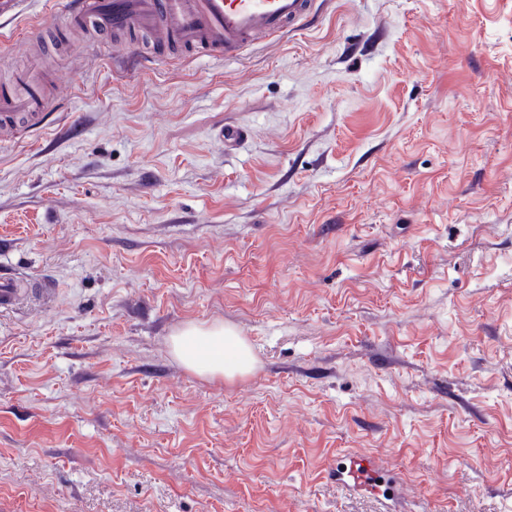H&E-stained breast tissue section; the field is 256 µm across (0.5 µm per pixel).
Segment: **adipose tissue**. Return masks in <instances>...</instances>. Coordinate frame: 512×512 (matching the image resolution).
<instances>
[{"label":"adipose tissue","instance_id":"1","mask_svg":"<svg viewBox=\"0 0 512 512\" xmlns=\"http://www.w3.org/2000/svg\"><path fill=\"white\" fill-rule=\"evenodd\" d=\"M171 349L185 368L211 378L246 375L255 363L251 345L221 322L186 324L172 336Z\"/></svg>","mask_w":512,"mask_h":512}]
</instances>
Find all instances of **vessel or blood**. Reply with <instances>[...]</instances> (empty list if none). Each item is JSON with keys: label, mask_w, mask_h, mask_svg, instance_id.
Listing matches in <instances>:
<instances>
[{"label": "vessel or blood", "mask_w": 512, "mask_h": 512, "mask_svg": "<svg viewBox=\"0 0 512 512\" xmlns=\"http://www.w3.org/2000/svg\"><path fill=\"white\" fill-rule=\"evenodd\" d=\"M68 29H95L127 39V61H135L138 36L184 49L188 55L230 57L245 47L307 27L317 0H62ZM40 88L27 77L0 85V119L13 112H35ZM341 483L367 490L366 475L376 472L372 458L350 457L339 468Z\"/></svg>", "instance_id": "b4317fda"}]
</instances>
